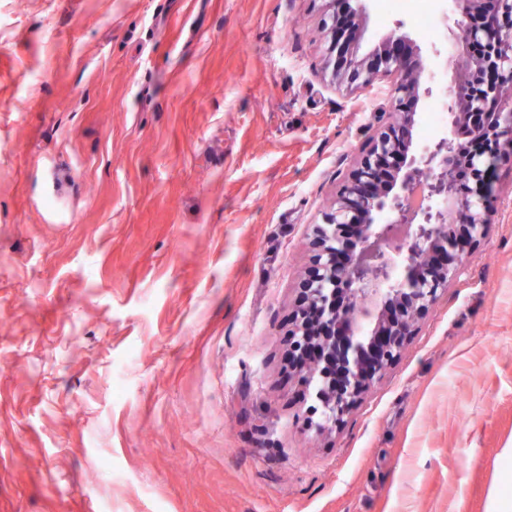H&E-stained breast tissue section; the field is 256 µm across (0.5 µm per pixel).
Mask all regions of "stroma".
Segmentation results:
<instances>
[{
	"label": "stroma",
	"mask_w": 512,
	"mask_h": 512,
	"mask_svg": "<svg viewBox=\"0 0 512 512\" xmlns=\"http://www.w3.org/2000/svg\"><path fill=\"white\" fill-rule=\"evenodd\" d=\"M326 0H0V512H493L512 498V160L399 361L307 428L308 237L390 106ZM362 51L394 30L371 0ZM110 471L111 485L93 472Z\"/></svg>",
	"instance_id": "obj_1"
}]
</instances>
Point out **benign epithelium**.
Here are the masks:
<instances>
[{"instance_id":"7a95c632","label":"benign epithelium","mask_w":512,"mask_h":512,"mask_svg":"<svg viewBox=\"0 0 512 512\" xmlns=\"http://www.w3.org/2000/svg\"><path fill=\"white\" fill-rule=\"evenodd\" d=\"M332 78L351 91L392 79L388 121L369 137L344 178L331 211L313 226L309 265L298 283L288 330V366L315 405L307 425L339 423L397 362L417 322L457 278L496 210L498 164L512 157V0H449L442 18L459 32L450 54L467 59L452 73L448 126L414 143L419 104L432 95L435 70L422 48L395 33L370 55L356 45L370 0H330ZM476 132L468 144L465 126ZM455 214L459 223H448ZM405 228L395 256L375 249ZM403 271L397 278L396 271ZM381 303L375 324L357 320V303Z\"/></svg>"}]
</instances>
